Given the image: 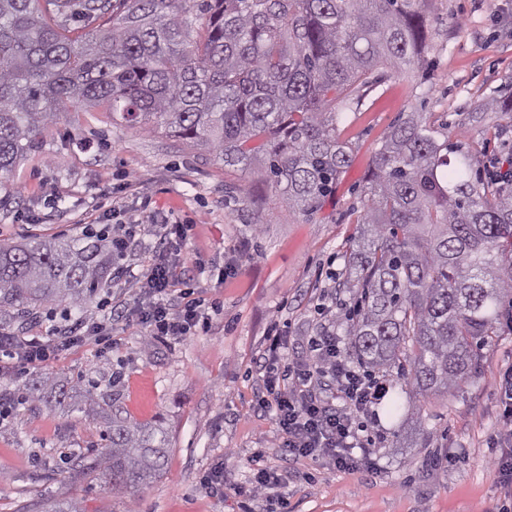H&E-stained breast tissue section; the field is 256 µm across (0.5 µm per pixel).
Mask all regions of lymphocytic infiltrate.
Wrapping results in <instances>:
<instances>
[{
	"label": "lymphocytic infiltrate",
	"mask_w": 512,
	"mask_h": 512,
	"mask_svg": "<svg viewBox=\"0 0 512 512\" xmlns=\"http://www.w3.org/2000/svg\"><path fill=\"white\" fill-rule=\"evenodd\" d=\"M150 302L138 311L150 337L185 336L192 327L207 323L200 302L189 301L179 307H170L164 301L170 285L169 271L164 264H153L147 276ZM79 332L72 326L60 332L58 341H45L34 337L17 343L0 336V353H6L15 366L28 370L55 357L57 342L74 341ZM288 348V338L282 333L272 334L261 367L268 373V395L259 402L261 409L273 412L288 448L301 456L322 453L330 457L341 471L355 470L358 464L353 454L359 447V433L355 427L357 416H369L378 400L376 387L363 385L353 370L335 333L322 336L316 345L317 354L312 363L289 367L294 383L281 389L278 363L281 353ZM331 378L345 402L336 407L319 397L315 388L322 378ZM502 429L500 441L505 450L494 461L505 490L512 492V370L502 378Z\"/></svg>",
	"instance_id": "f902f5d3"
}]
</instances>
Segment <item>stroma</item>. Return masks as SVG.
<instances>
[{
	"label": "stroma",
	"instance_id": "obj_1",
	"mask_svg": "<svg viewBox=\"0 0 512 512\" xmlns=\"http://www.w3.org/2000/svg\"><path fill=\"white\" fill-rule=\"evenodd\" d=\"M428 93L405 73L346 113L339 137L353 161L314 217L281 208L272 183L245 176L164 134L113 121L100 108L62 113L50 140L27 155L0 198V241L82 236L106 225L131 227L108 286L83 312L41 311L24 337L46 336L65 320L107 331L62 348L41 370L88 380L123 374V408L159 421L170 434L164 468L148 485L113 495L99 482L71 477L69 462L99 448L101 428L83 414L27 404L0 419V512L53 496L79 499L85 512H268L248 487L256 466L287 471L288 512H512L492 472L498 456L499 374L512 366V327L484 346L474 376L452 393L408 387L431 432L394 437L401 416L390 399L341 472L323 455L292 456L272 415L260 414L264 381L256 361L267 338H289L284 364L312 362L326 327H348L337 285L348 272L354 214L370 161L391 124L410 112L446 122L451 140L476 147L481 168L512 159V149L483 143L467 114L512 89V0H433ZM165 224H188L189 237L168 247L171 299L204 302L208 327L181 338L147 339L135 311ZM224 471V494L200 481Z\"/></svg>",
	"mask_w": 512,
	"mask_h": 512
}]
</instances>
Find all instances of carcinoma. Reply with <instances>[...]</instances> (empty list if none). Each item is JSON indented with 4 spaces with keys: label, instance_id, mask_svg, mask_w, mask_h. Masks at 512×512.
<instances>
[{
    "label": "carcinoma",
    "instance_id": "1",
    "mask_svg": "<svg viewBox=\"0 0 512 512\" xmlns=\"http://www.w3.org/2000/svg\"><path fill=\"white\" fill-rule=\"evenodd\" d=\"M430 0H0V186L52 135L59 114L105 106L112 117L279 187L290 211L314 215L336 190L352 148L342 114L407 69L427 83ZM512 121V95L470 121ZM448 127L410 112L371 160L357 248L338 288L356 299L349 348L366 375L422 392L470 378L478 348L497 335L512 296V182L474 171ZM112 243L31 237L0 243V327L51 305L83 310L102 289ZM119 371L100 385L42 374L13 402L97 416L104 448L72 469L114 494L147 485L164 466L166 430L122 415ZM18 512H84L73 498Z\"/></svg>",
    "mask_w": 512,
    "mask_h": 512
}]
</instances>
